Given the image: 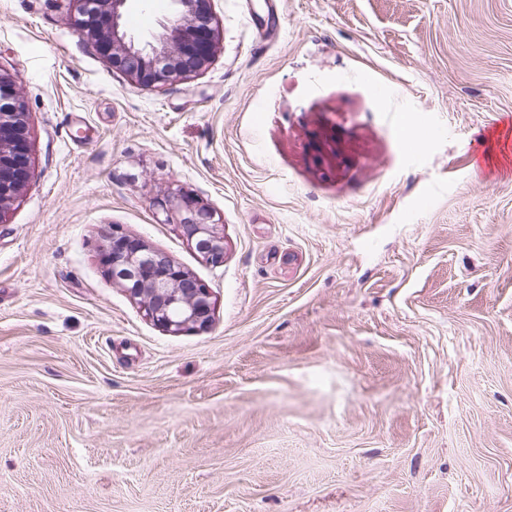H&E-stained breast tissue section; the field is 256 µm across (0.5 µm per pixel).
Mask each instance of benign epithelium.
<instances>
[{
    "mask_svg": "<svg viewBox=\"0 0 512 512\" xmlns=\"http://www.w3.org/2000/svg\"><path fill=\"white\" fill-rule=\"evenodd\" d=\"M78 13L96 19L76 28L110 64L136 84L151 88L205 67L215 53L217 28L210 0H171L174 11L154 41L143 46L127 38L129 0H71ZM23 101L13 77L0 69V215L30 177ZM179 216L187 241L212 266L224 264V234L212 213L188 197L165 200ZM103 263L112 278L138 301L145 316L177 335L208 331L213 301L208 288L167 254L114 224L105 232Z\"/></svg>",
    "mask_w": 512,
    "mask_h": 512,
    "instance_id": "obj_1",
    "label": "benign epithelium"
}]
</instances>
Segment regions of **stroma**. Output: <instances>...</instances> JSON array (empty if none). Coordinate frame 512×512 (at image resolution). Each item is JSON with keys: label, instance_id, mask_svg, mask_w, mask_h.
<instances>
[{"label": "stroma", "instance_id": "stroma-1", "mask_svg": "<svg viewBox=\"0 0 512 512\" xmlns=\"http://www.w3.org/2000/svg\"><path fill=\"white\" fill-rule=\"evenodd\" d=\"M127 7L139 44L173 12ZM211 8L210 64L146 89L71 0H0L31 171L0 215V512H512V0ZM115 224L211 330L145 317ZM166 210L179 216V226L187 241L212 266L224 263V234L212 222V213L188 197L164 201ZM104 237L107 271L141 304L150 321L174 335L212 327V296L196 277L119 225H112Z\"/></svg>", "mask_w": 512, "mask_h": 512}]
</instances>
